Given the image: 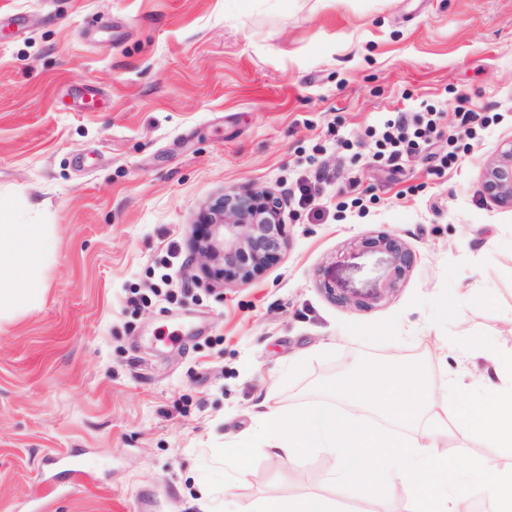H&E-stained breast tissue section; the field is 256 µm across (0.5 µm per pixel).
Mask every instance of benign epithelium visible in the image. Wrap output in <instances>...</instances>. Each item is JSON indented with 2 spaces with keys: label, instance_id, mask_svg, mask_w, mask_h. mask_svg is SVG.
<instances>
[{
  "label": "benign epithelium",
  "instance_id": "1",
  "mask_svg": "<svg viewBox=\"0 0 512 512\" xmlns=\"http://www.w3.org/2000/svg\"><path fill=\"white\" fill-rule=\"evenodd\" d=\"M483 188L490 200L512 208V138L502 141L486 163ZM197 225L195 251L206 268L226 279H252L288 246L282 203L263 189L226 192L200 212ZM370 245L383 255L389 274L366 298L344 295L325 281V292L343 305L362 308L389 297L414 264L413 254L393 236L381 234Z\"/></svg>",
  "mask_w": 512,
  "mask_h": 512
}]
</instances>
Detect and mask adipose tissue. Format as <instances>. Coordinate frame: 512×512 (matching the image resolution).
<instances>
[{"label":"adipose tissue","mask_w":512,"mask_h":512,"mask_svg":"<svg viewBox=\"0 0 512 512\" xmlns=\"http://www.w3.org/2000/svg\"><path fill=\"white\" fill-rule=\"evenodd\" d=\"M39 237L35 224H0V311H16L37 301L44 285L29 249ZM480 374L455 356L438 380L395 356L369 374L353 371L333 389L334 396L373 412L386 428L357 422L342 426L332 416L283 415L267 407L258 434L271 458L300 461L306 449L340 450L341 468L331 483L355 488L378 501L386 487L403 481L411 493L410 512H512V465L476 455L475 477L463 481L448 459V434L458 431L482 439L490 448H512V348H483ZM468 398L459 406L456 397Z\"/></svg>","instance_id":"obj_1"}]
</instances>
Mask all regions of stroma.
Wrapping results in <instances>:
<instances>
[{
	"label": "stroma",
	"mask_w": 512,
	"mask_h": 512,
	"mask_svg": "<svg viewBox=\"0 0 512 512\" xmlns=\"http://www.w3.org/2000/svg\"><path fill=\"white\" fill-rule=\"evenodd\" d=\"M24 13L25 28L5 14ZM99 92L81 109L85 86ZM492 121L436 174L437 142L384 173L368 131L435 109ZM512 137V0H0V222L40 224L44 293L0 321V512H250L321 496L408 512L252 448L265 400L356 412L336 377L441 345L512 348V209L483 169ZM271 190L289 245L256 278L205 275L192 244L224 192ZM368 202L360 215L354 198ZM415 255L394 295L366 239ZM78 457L82 474L47 459ZM369 244L375 252L383 255V261L389 269V274L381 288H374L366 298L343 295L339 292V288H336V284L329 280L324 281L325 292L343 305L362 308L389 297L414 264L413 254L396 237L381 234L371 239Z\"/></svg>",
	"instance_id": "obj_1"
}]
</instances>
